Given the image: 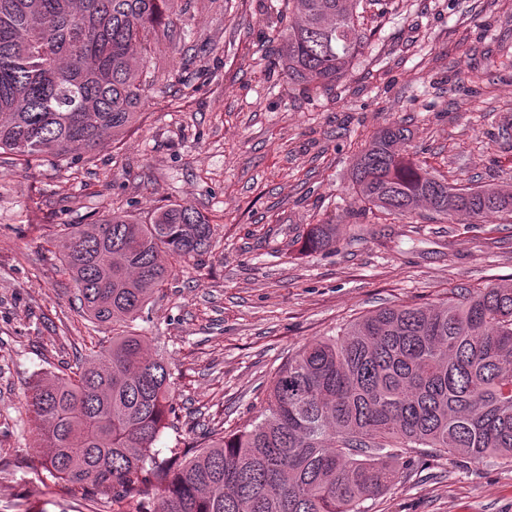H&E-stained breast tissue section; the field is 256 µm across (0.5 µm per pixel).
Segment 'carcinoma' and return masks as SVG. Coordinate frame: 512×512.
Returning <instances> with one entry per match:
<instances>
[{
	"label": "carcinoma",
	"instance_id": "1",
	"mask_svg": "<svg viewBox=\"0 0 512 512\" xmlns=\"http://www.w3.org/2000/svg\"><path fill=\"white\" fill-rule=\"evenodd\" d=\"M280 33L288 81L329 88L369 35L362 0H285ZM182 0H0V155L29 165L89 154L138 121L171 49ZM382 129L356 157L353 188L387 215L426 207L448 220L512 215V191L457 187ZM309 228L310 250L333 244ZM213 230L191 205L143 224L112 212L65 234L62 259L80 307L116 335L70 373L38 380L29 406L38 466L57 480L112 488L116 512H362L431 448L512 463V287L430 306L394 305L315 339L275 374L259 414L215 433L201 452L155 443L172 414V368L126 330L168 277L162 255L201 256Z\"/></svg>",
	"mask_w": 512,
	"mask_h": 512
}]
</instances>
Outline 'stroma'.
I'll return each instance as SVG.
<instances>
[{
	"label": "stroma",
	"mask_w": 512,
	"mask_h": 512,
	"mask_svg": "<svg viewBox=\"0 0 512 512\" xmlns=\"http://www.w3.org/2000/svg\"><path fill=\"white\" fill-rule=\"evenodd\" d=\"M372 37L347 75L288 83L281 0H183L182 51L135 129L89 155L12 165L0 155V512H112L111 489L37 473L25 396L34 372L62 374L110 335L75 298L59 241L111 212L147 223L191 205L212 224L207 254L171 275L136 330L174 375L176 436L232 431L277 370L314 339L376 309L431 305L512 284V217L388 216L354 191L350 168L382 127L429 171L473 187L512 185V0H367ZM336 241L303 246L311 225ZM364 512H512V464L420 454Z\"/></svg>",
	"instance_id": "35a3bbf8"
}]
</instances>
